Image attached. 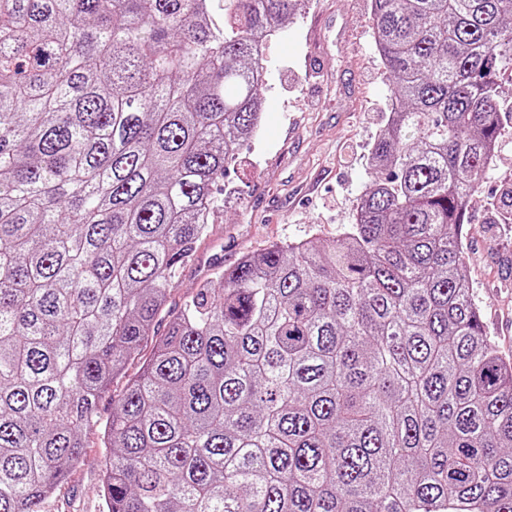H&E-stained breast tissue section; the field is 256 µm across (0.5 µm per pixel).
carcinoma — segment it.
I'll list each match as a JSON object with an SVG mask.
<instances>
[{"label":"carcinoma","instance_id":"1","mask_svg":"<svg viewBox=\"0 0 512 512\" xmlns=\"http://www.w3.org/2000/svg\"><path fill=\"white\" fill-rule=\"evenodd\" d=\"M298 0H0V512H44L100 394L107 512H512V362L460 226L504 135L512 0H371L387 176L155 336Z\"/></svg>","mask_w":512,"mask_h":512}]
</instances>
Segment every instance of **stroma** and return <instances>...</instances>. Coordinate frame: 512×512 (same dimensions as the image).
I'll return each instance as SVG.
<instances>
[{
  "label": "stroma",
  "mask_w": 512,
  "mask_h": 512,
  "mask_svg": "<svg viewBox=\"0 0 512 512\" xmlns=\"http://www.w3.org/2000/svg\"><path fill=\"white\" fill-rule=\"evenodd\" d=\"M371 0H302L264 52L263 118L213 190L209 235L183 267L155 327L164 334L185 297L215 269L274 242L335 239L355 221L356 201L377 179L369 149L389 110V83L367 25ZM512 178V131L471 202L461 237L465 278L485 331L512 361V224L496 223ZM85 459L58 486L46 512H103L107 451L97 431Z\"/></svg>",
  "instance_id": "35a3bbf8"
}]
</instances>
